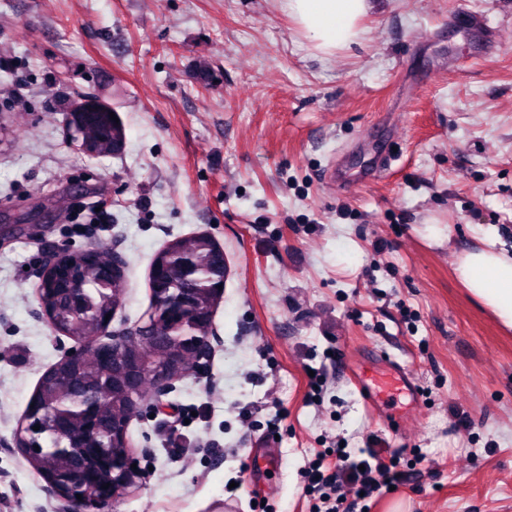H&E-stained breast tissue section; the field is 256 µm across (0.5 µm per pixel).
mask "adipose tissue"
I'll list each match as a JSON object with an SVG mask.
<instances>
[{"label": "adipose tissue", "mask_w": 512, "mask_h": 512, "mask_svg": "<svg viewBox=\"0 0 512 512\" xmlns=\"http://www.w3.org/2000/svg\"><path fill=\"white\" fill-rule=\"evenodd\" d=\"M295 25L323 55L358 42L370 0H281ZM458 278L471 296L512 329V256L495 243L463 253Z\"/></svg>", "instance_id": "1"}]
</instances>
